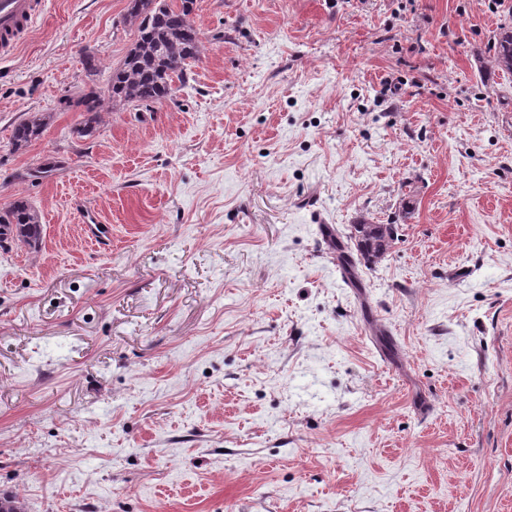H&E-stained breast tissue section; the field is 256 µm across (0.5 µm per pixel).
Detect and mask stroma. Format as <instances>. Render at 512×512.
Wrapping results in <instances>:
<instances>
[{
	"label": "stroma",
	"mask_w": 512,
	"mask_h": 512,
	"mask_svg": "<svg viewBox=\"0 0 512 512\" xmlns=\"http://www.w3.org/2000/svg\"><path fill=\"white\" fill-rule=\"evenodd\" d=\"M126 6L46 0L0 62V209L43 226L0 248V493L512 512V74L476 57L512 0H196L148 109L105 98ZM363 222L395 227L374 263ZM77 106H85L86 112L85 120L82 122V127L78 129L81 136H89L95 130V125L99 123L101 112V101L97 97L88 95L82 101L76 102ZM44 123L38 115L32 116L26 122L14 128L12 137L16 146L22 147L38 139L43 133Z\"/></svg>",
	"instance_id": "35a3bbf8"
}]
</instances>
